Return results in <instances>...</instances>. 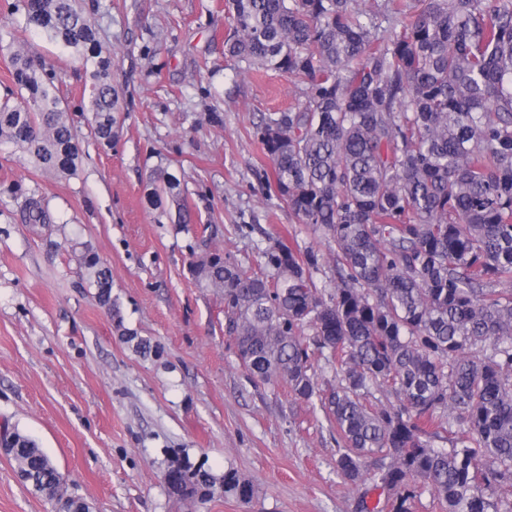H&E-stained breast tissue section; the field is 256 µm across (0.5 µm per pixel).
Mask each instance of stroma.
<instances>
[{"label":"stroma","mask_w":512,"mask_h":512,"mask_svg":"<svg viewBox=\"0 0 512 512\" xmlns=\"http://www.w3.org/2000/svg\"><path fill=\"white\" fill-rule=\"evenodd\" d=\"M124 91L112 147L94 141L81 61L20 32L22 0H0V100L11 54L56 74L82 150L73 175L35 171L0 146V428L33 439L88 512H359L365 489L336 475V430L320 403L252 379L224 334V302L190 265L218 250L243 267L282 238L325 243L270 196L258 128L300 94L287 77L224 53V0H80ZM180 181L192 221L147 202L151 175ZM51 221L26 223L25 197ZM112 271L109 305L78 261ZM232 470L252 502L172 493L168 467ZM0 512H55L0 453Z\"/></svg>","instance_id":"35a3bbf8"}]
</instances>
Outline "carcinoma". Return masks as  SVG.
I'll return each instance as SVG.
<instances>
[{
  "label": "carcinoma",
  "instance_id": "carcinoma-1",
  "mask_svg": "<svg viewBox=\"0 0 512 512\" xmlns=\"http://www.w3.org/2000/svg\"><path fill=\"white\" fill-rule=\"evenodd\" d=\"M23 26L82 59L94 139L118 137L112 52L79 0H24ZM227 54L288 76L305 101L264 118L269 190L327 242L280 239L246 269L212 251L195 279L224 294V333L253 377L318 399L342 448L336 473L375 469L365 512H512V0H229ZM21 100L0 101V144L46 174L81 160L57 77L11 56ZM149 201L191 223L180 181L154 174ZM30 224H46L30 197ZM110 302L112 270L80 256ZM331 265L334 277L318 274ZM336 371L318 382L313 359ZM395 402L374 403L375 393ZM17 469L59 502L60 471L9 432ZM201 500L217 476L182 466ZM224 492L252 485L229 471Z\"/></svg>",
  "mask_w": 512,
  "mask_h": 512
}]
</instances>
